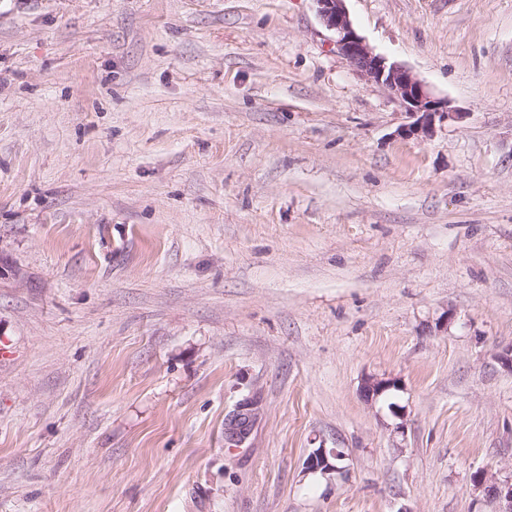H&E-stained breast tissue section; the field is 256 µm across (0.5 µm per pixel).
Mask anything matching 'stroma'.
Returning <instances> with one entry per match:
<instances>
[{
  "label": "stroma",
  "mask_w": 512,
  "mask_h": 512,
  "mask_svg": "<svg viewBox=\"0 0 512 512\" xmlns=\"http://www.w3.org/2000/svg\"><path fill=\"white\" fill-rule=\"evenodd\" d=\"M345 5L462 120L314 0H0V512H500L512 0ZM323 24L336 34L339 53L369 80L386 89L415 118L400 129L405 137L433 136L436 121L460 120L462 113L448 112V103L435 98L428 86L406 66L377 54L354 29L346 0H314ZM398 384L393 379H382L375 376H366L361 383L362 396L368 400H376L384 392L391 388H397ZM259 414L258 398L249 397L239 402L224 422V441L235 447L245 444Z\"/></svg>",
  "instance_id": "stroma-1"
}]
</instances>
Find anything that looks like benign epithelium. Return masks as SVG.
Wrapping results in <instances>:
<instances>
[{
  "instance_id": "benign-epithelium-1",
  "label": "benign epithelium",
  "mask_w": 512,
  "mask_h": 512,
  "mask_svg": "<svg viewBox=\"0 0 512 512\" xmlns=\"http://www.w3.org/2000/svg\"><path fill=\"white\" fill-rule=\"evenodd\" d=\"M323 24L336 34L339 53L369 80L386 89L414 117V121L400 129L406 137L435 133L436 122L460 120L461 112L448 111L446 102L434 97L428 86L406 66L377 54L354 29L345 8V0H315ZM398 387L393 379L367 376L362 380L361 393L368 400L377 399L384 392ZM260 414L256 397L243 399L224 422V441L239 447L248 440ZM309 470L329 471L333 465L325 449L319 448L306 461ZM487 492L504 502L503 512H512V481L487 486Z\"/></svg>"
}]
</instances>
